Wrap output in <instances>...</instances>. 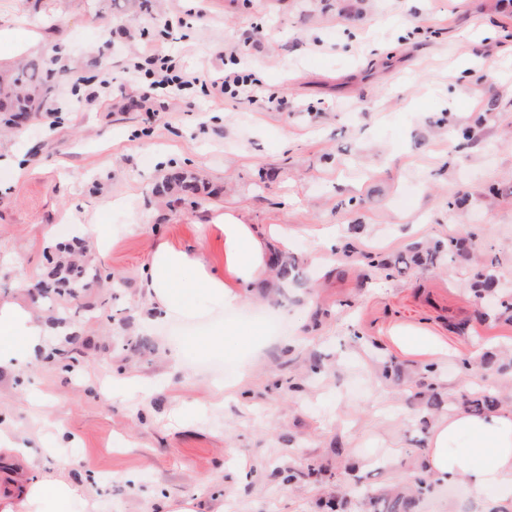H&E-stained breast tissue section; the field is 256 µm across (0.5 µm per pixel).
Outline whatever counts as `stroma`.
Returning a JSON list of instances; mask_svg holds the SVG:
<instances>
[{"label":"stroma","instance_id":"1","mask_svg":"<svg viewBox=\"0 0 512 512\" xmlns=\"http://www.w3.org/2000/svg\"><path fill=\"white\" fill-rule=\"evenodd\" d=\"M170 17L183 25L166 44ZM1 30V65L40 56L61 76L51 111L0 134V300L46 279L53 227L99 224L106 241L83 253L101 272L92 288L40 299L42 350L0 368V431L45 477L53 433L72 439L64 475L101 512H159L182 495L198 512H326L338 499L344 512H383L422 471L434 425L498 384L478 360L512 346V323L470 290L490 262L512 289V0H159L149 17L113 0H0ZM248 38L258 47L241 63L281 108L202 92L171 99L159 120L128 106L141 45L210 73ZM75 64L111 87L65 111ZM458 78L482 98H459ZM173 168L198 177L194 205L154 197ZM216 210L252 224L301 278L262 279L259 305L156 336L142 271L158 242L194 245ZM331 226L353 247L333 266L316 259ZM451 237L467 252L449 263L393 276L368 264ZM268 312L280 331L230 354L200 350L214 323ZM405 334L432 346L406 347ZM172 346L185 354L177 372ZM120 375L138 377L137 393L113 388ZM414 512L486 508L456 483Z\"/></svg>","mask_w":512,"mask_h":512}]
</instances>
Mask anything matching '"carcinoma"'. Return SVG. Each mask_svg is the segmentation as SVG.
Returning a JSON list of instances; mask_svg holds the SVG:
<instances>
[{
	"mask_svg": "<svg viewBox=\"0 0 512 512\" xmlns=\"http://www.w3.org/2000/svg\"><path fill=\"white\" fill-rule=\"evenodd\" d=\"M58 72L48 67L39 57H31L24 63L6 70H0V126H7L12 118L25 115L34 120L46 109L52 94ZM198 191L197 179L181 170L172 169L153 187V193L159 197H173L180 202L193 201ZM84 241L78 237L70 242L55 247L48 258L52 272L45 280L46 297H77L80 290L88 287L90 279L87 270L73 260L81 254ZM465 253L463 242L455 239L448 244H435L427 252L426 261L435 265L445 257L461 256ZM475 296L496 297V311L499 317L512 321V293H498V278L494 268L488 267L478 273L472 282ZM469 408L475 415L499 408L497 390L490 388L469 401ZM433 482L424 474L409 486L407 492L393 497L387 505L386 512H412L415 497L424 494Z\"/></svg>",
	"mask_w": 512,
	"mask_h": 512,
	"instance_id": "carcinoma-1",
	"label": "carcinoma"
}]
</instances>
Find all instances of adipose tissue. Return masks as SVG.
Listing matches in <instances>:
<instances>
[{"instance_id":"adipose-tissue-1","label":"adipose tissue","mask_w":512,"mask_h":512,"mask_svg":"<svg viewBox=\"0 0 512 512\" xmlns=\"http://www.w3.org/2000/svg\"><path fill=\"white\" fill-rule=\"evenodd\" d=\"M215 240L224 247V269L215 271L206 260L205 242L178 248L155 246L140 286L153 309L148 326L156 331L167 324L209 315L227 306L255 303L249 288L269 269L270 257L252 225L223 214L211 221ZM203 294L207 306L194 297ZM48 333L31 304L0 302V367L26 365ZM0 457L15 464L14 482L0 492V512H98L90 494L63 477L41 478L23 443L0 449ZM426 475L435 483L463 480L471 499L512 505V406L481 416L464 411L434 426L424 454Z\"/></svg>"}]
</instances>
